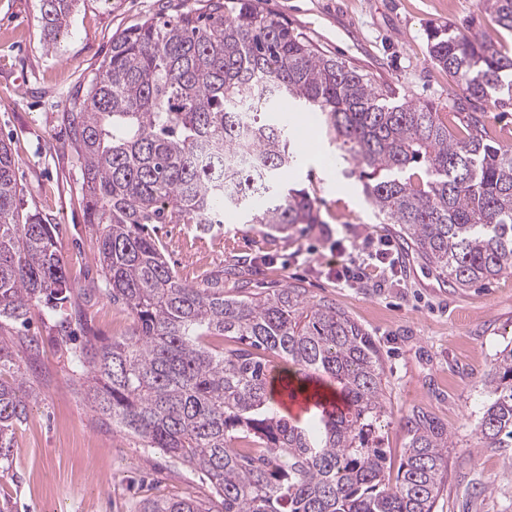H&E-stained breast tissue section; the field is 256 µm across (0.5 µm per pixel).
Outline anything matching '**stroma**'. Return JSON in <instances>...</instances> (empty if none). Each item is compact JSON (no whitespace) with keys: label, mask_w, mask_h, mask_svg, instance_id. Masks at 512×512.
<instances>
[{"label":"stroma","mask_w":512,"mask_h":512,"mask_svg":"<svg viewBox=\"0 0 512 512\" xmlns=\"http://www.w3.org/2000/svg\"><path fill=\"white\" fill-rule=\"evenodd\" d=\"M206 0H81L67 36L55 48L41 41L39 0H0V140L10 144L24 210L59 225L56 248L71 288L67 309L76 334L109 338L126 333L129 315L100 291L99 234L87 224L82 176L65 147L63 103L109 52L113 37L152 17L202 11ZM261 7L341 58L377 84L441 104L452 80L431 63L428 31L436 25L493 33L478 0H261ZM321 156L301 154L282 175L306 190L321 221L270 238L242 214L201 230L196 224H158L154 235L170 264L193 279L244 259L257 269L251 290L296 282L312 299L336 302L381 350L384 380L378 432L392 463L405 444L404 418L422 411L447 424L448 480L436 512H512V447H483L475 431L488 392L485 377L512 342V274L455 287L407 250L399 252L398 281L370 273L337 283L336 238L356 256L386 238L361 182L325 127L312 129ZM37 339L30 349L29 339ZM21 373L37 394L0 459V512H135L145 498L202 497V473L146 448L95 412L80 388L70 341L58 318L31 310L26 327L0 330Z\"/></svg>","instance_id":"35a3bbf8"}]
</instances>
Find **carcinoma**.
<instances>
[{
	"label": "carcinoma",
	"instance_id": "obj_1",
	"mask_svg": "<svg viewBox=\"0 0 512 512\" xmlns=\"http://www.w3.org/2000/svg\"><path fill=\"white\" fill-rule=\"evenodd\" d=\"M41 39L57 45L79 0H39ZM112 39L87 86L65 102L66 141L82 170L87 223L99 230L103 291L132 318L122 336H87L74 359L85 399L112 425L205 473L204 499H147L137 512H435L448 477V426L404 418L405 453L391 476L374 434L382 417L380 350L336 302L290 282L224 295L251 272L177 275L150 224H218L235 208L267 235L321 223L305 190L281 175L296 158L274 113L319 112L350 155L382 223L459 288L512 273V147L490 142L473 115L451 128L433 103L398 97L319 51L259 0H207ZM512 32V0H479ZM430 61L457 91L512 105V52L450 26L429 32ZM10 144L0 140V329L41 304L70 299L59 225L23 212ZM0 458L37 393L0 340ZM289 395L334 386L335 409L303 424L282 415ZM477 422L485 448L512 444V347L488 374Z\"/></svg>",
	"mask_w": 512,
	"mask_h": 512
}]
</instances>
